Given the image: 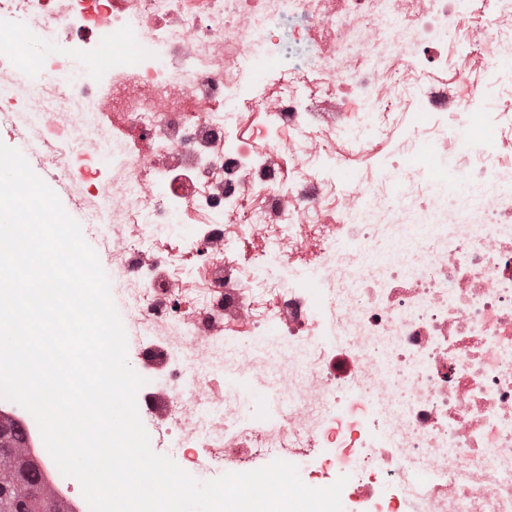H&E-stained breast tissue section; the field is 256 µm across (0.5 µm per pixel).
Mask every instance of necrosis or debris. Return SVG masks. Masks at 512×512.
Returning a JSON list of instances; mask_svg holds the SVG:
<instances>
[{"label":"necrosis or debris","instance_id":"necrosis-or-debris-1","mask_svg":"<svg viewBox=\"0 0 512 512\" xmlns=\"http://www.w3.org/2000/svg\"><path fill=\"white\" fill-rule=\"evenodd\" d=\"M0 128L111 272L155 453L512 512V0H0Z\"/></svg>","mask_w":512,"mask_h":512}]
</instances>
